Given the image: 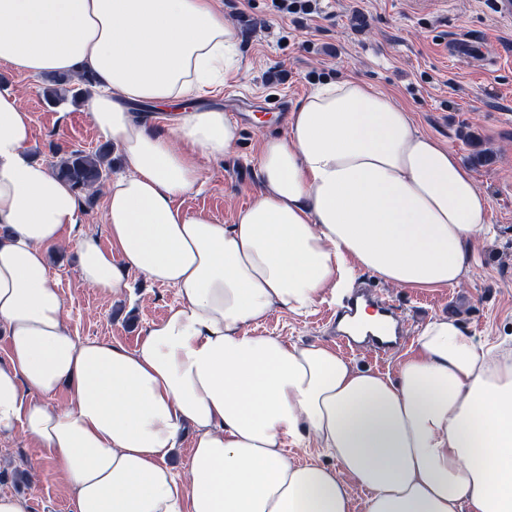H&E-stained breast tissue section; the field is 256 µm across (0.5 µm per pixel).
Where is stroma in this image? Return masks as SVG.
I'll use <instances>...</instances> for the list:
<instances>
[{
    "label": "stroma",
    "mask_w": 512,
    "mask_h": 512,
    "mask_svg": "<svg viewBox=\"0 0 512 512\" xmlns=\"http://www.w3.org/2000/svg\"><path fill=\"white\" fill-rule=\"evenodd\" d=\"M224 15L239 37L238 67L223 86L204 92L200 105L236 113L241 100L253 112L240 120L235 149L219 161L202 160V186L184 197L183 208L203 211L224 223L262 187L257 154L262 136L279 135V108L293 109L316 86L351 77L390 94L410 112L421 131L453 149L490 198L492 242L475 240L473 268L462 284L446 288H396L369 272L353 285L368 286L404 315L405 342L379 355L347 348L356 366L395 373L429 319H456L481 344L512 336V22L501 20L496 0H312L311 10L288 12L278 0H223ZM474 36L491 45L488 55L457 56L450 41ZM42 77L0 66V90L18 93L30 112V155L47 165L80 149L93 151L104 140L84 103H48ZM74 336L109 340L134 348L147 327L178 301L174 288L130 273L120 298L100 295L78 280L75 244L49 257ZM344 294L326 297L307 313L272 310L256 326L259 334L290 345L334 346L330 318ZM40 451L22 431L0 438V492L28 499L31 512H72L70 495L55 467L40 463Z\"/></svg>",
    "instance_id": "obj_1"
}]
</instances>
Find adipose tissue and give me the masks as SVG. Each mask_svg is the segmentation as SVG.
<instances>
[{"mask_svg": "<svg viewBox=\"0 0 512 512\" xmlns=\"http://www.w3.org/2000/svg\"><path fill=\"white\" fill-rule=\"evenodd\" d=\"M238 58L222 0H0V65L91 71L86 100L125 171L105 190L108 244L79 243V279L118 297L130 273L179 301L134 348L73 336L49 250L80 222L74 189L28 151L32 117L0 92V436L22 429L72 512H512V348L428 321L395 375L328 346L245 329L301 314L366 270L400 288L459 284L490 201L449 147L383 91L315 88L266 137L262 188L225 224L182 208L201 160L240 136L184 104ZM164 108V128L133 110ZM66 388L69 406L51 399ZM184 473L170 466L184 429ZM310 436L336 466L289 461Z\"/></svg>", "mask_w": 512, "mask_h": 512, "instance_id": "ef3b65f1", "label": "adipose tissue"}]
</instances>
